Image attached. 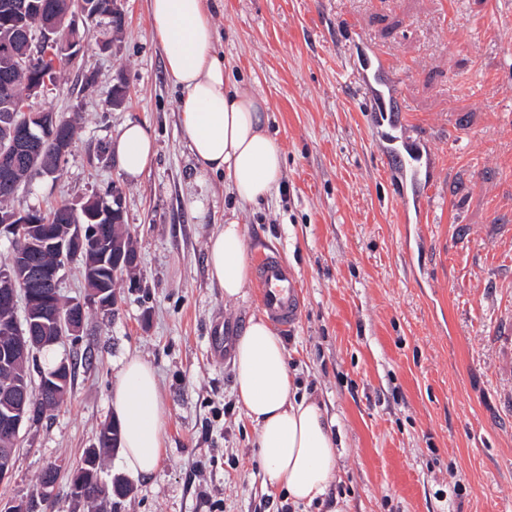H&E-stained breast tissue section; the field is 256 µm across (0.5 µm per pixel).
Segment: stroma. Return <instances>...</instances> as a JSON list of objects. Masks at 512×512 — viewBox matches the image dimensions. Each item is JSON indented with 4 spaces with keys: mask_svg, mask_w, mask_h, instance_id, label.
Here are the masks:
<instances>
[{
    "mask_svg": "<svg viewBox=\"0 0 512 512\" xmlns=\"http://www.w3.org/2000/svg\"><path fill=\"white\" fill-rule=\"evenodd\" d=\"M148 5L124 0L123 29L96 27L29 102L79 124L56 178L10 208L120 187L139 266L112 311L89 308L83 334L58 345L76 364L71 390L22 437L0 499L56 466L55 507L70 512V472L137 355L157 374L166 451L112 512H512V0H210L231 79L265 98L285 153L279 189L246 207L190 150ZM377 50L403 98L398 130L367 110ZM130 121L155 142L136 180L109 151ZM408 135L434 185L425 224L385 167ZM230 215L250 259L277 251L301 283V317L281 334L288 368L339 441L338 475L309 505L270 487L236 397L234 345L262 308L255 285L229 300L209 277L208 239Z\"/></svg>",
    "mask_w": 512,
    "mask_h": 512,
    "instance_id": "obj_1",
    "label": "stroma"
}]
</instances>
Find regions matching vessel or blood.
<instances>
[{
    "label": "vessel or blood",
    "instance_id": "b4317fda",
    "mask_svg": "<svg viewBox=\"0 0 512 512\" xmlns=\"http://www.w3.org/2000/svg\"><path fill=\"white\" fill-rule=\"evenodd\" d=\"M398 94L392 86L378 90L372 107L377 123H384L395 109ZM390 169L417 175L420 155L414 150L400 146L393 148L387 158ZM258 300L267 317L283 328H291L299 319L302 300L299 280L294 271L275 251L260 254L256 264Z\"/></svg>",
    "mask_w": 512,
    "mask_h": 512
}]
</instances>
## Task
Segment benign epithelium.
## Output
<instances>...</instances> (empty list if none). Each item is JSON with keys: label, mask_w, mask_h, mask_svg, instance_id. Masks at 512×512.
<instances>
[{"label": "benign epithelium", "mask_w": 512, "mask_h": 512, "mask_svg": "<svg viewBox=\"0 0 512 512\" xmlns=\"http://www.w3.org/2000/svg\"><path fill=\"white\" fill-rule=\"evenodd\" d=\"M65 16L84 20L109 18L114 24L125 21L120 0H66ZM0 27L10 32V37L0 43V55L11 69L29 76L22 101L15 110L0 114V184L12 191L21 183L19 172L23 162H28L33 175L50 177L73 147L74 141L63 132L57 113L50 109L33 110L28 102L51 85L50 68L56 66L58 59L77 58L86 40L74 22L65 30L59 27L56 14L44 10L38 0H9L0 9ZM41 139L52 143L50 155H29V146ZM123 214V199L116 193L110 202L100 197L76 201L59 218V223L69 225L68 233L63 234L42 222L39 212L32 207L0 212V236L18 246V251L10 254V266L0 269V307L15 310L24 306L23 317L15 315L0 322V335L11 339L10 345L0 351V357L6 364L17 359L35 364L45 408L63 389L70 362L64 358L55 367L45 368L41 365V353L65 335H80L88 308L112 310L115 301L106 278L108 268H134L138 264V254L117 253L112 244L99 236V225L121 222ZM40 250L54 252L56 264L30 267L21 260L22 254ZM89 256L93 260L86 269L85 296L60 306L65 270L74 261ZM30 401L31 388L20 386L13 377H0V437L7 444L0 448V483L11 477L15 466V449L9 444L22 431L36 426ZM104 442L116 446L109 421L100 428L95 446L85 452V461L72 473L71 512H80L88 502L91 486L96 488L98 500L110 502L114 498V487L99 479L98 448ZM54 487L55 479L47 477L20 499H0V512H48Z\"/></svg>", "instance_id": "benign-epithelium-1"}]
</instances>
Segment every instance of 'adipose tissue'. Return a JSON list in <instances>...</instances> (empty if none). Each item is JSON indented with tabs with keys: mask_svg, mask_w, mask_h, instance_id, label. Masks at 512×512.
Wrapping results in <instances>:
<instances>
[{
	"mask_svg": "<svg viewBox=\"0 0 512 512\" xmlns=\"http://www.w3.org/2000/svg\"><path fill=\"white\" fill-rule=\"evenodd\" d=\"M149 22L164 50L165 71L183 92L180 122L202 170L226 176L239 203L256 204L278 187L284 151L267 128L266 101L230 81L216 46L209 0H149ZM110 150L128 178L154 155V139L138 122L113 136ZM236 219L211 235L207 266L225 298L243 295L251 264ZM235 392L257 432V448L272 485L294 502L320 498L337 474L335 446L323 406L295 397L282 338L263 317H251L234 348ZM111 405L121 427L122 463L134 478L150 477L165 451V405L151 366L126 359Z\"/></svg>",
	"mask_w": 512,
	"mask_h": 512,
	"instance_id": "ef3b65f1",
	"label": "adipose tissue"
}]
</instances>
